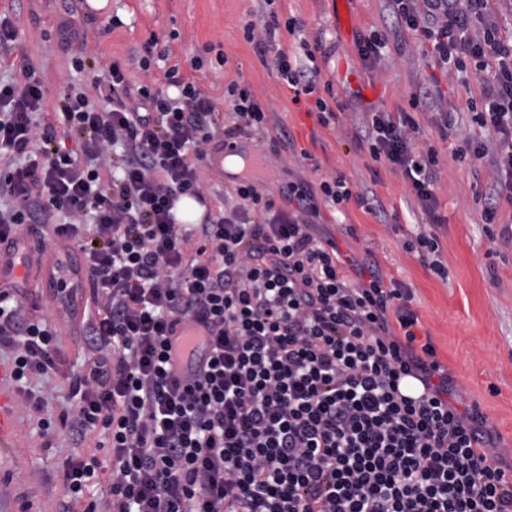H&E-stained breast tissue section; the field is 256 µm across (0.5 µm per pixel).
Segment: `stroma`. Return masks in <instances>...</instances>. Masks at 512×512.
I'll list each match as a JSON object with an SVG mask.
<instances>
[{
    "label": "stroma",
    "mask_w": 512,
    "mask_h": 512,
    "mask_svg": "<svg viewBox=\"0 0 512 512\" xmlns=\"http://www.w3.org/2000/svg\"><path fill=\"white\" fill-rule=\"evenodd\" d=\"M350 8L360 19L359 31H376L389 42L387 55L373 69L359 59L354 36L339 32L335 0H275L271 5L266 0H108L107 8L94 15L85 12L80 0H0V11L10 14L20 30L12 54L0 56V77L11 76L15 57L27 56L46 81L47 107L52 110L60 91L80 78L73 68L77 58L96 59L102 67L115 58H138L153 37L156 52H168L169 64L179 65L181 74L216 103L224 101L225 83L246 85L268 117L267 132L244 139L270 157L267 168L255 173L262 190L284 207L289 183L314 187L322 176L342 175L356 192L377 197L388 218L367 213L352 201L343 223L326 224L328 236L342 255L361 264H379L411 288L421 330L430 335L461 401L478 405L488 426L512 447V244L491 243L482 228L477 196L494 181L492 167L452 157L462 136L473 131L470 103L480 96L479 80L473 76L464 82L458 75L423 66L411 51V33L398 30L387 0H350ZM271 10L280 19L304 21L309 37L324 36L327 57L319 67L342 106L336 127L320 126L305 104L293 103L292 91L244 40V22L263 19ZM65 20L87 32V44L59 48V26ZM209 46L228 54L227 66L189 70L186 59ZM422 86L431 100L447 101L454 121L445 135L438 125L424 124L417 140L420 147H433L440 162L436 196L442 223L437 235L449 271L444 280L401 246L406 232L422 221L416 197L400 173L387 162L372 160L355 139L357 113L409 110L411 96ZM305 151L310 154L306 160L301 157ZM39 294L37 305L25 310L55 327L62 363L58 372L32 382L46 405L38 413L12 381L0 352V392L9 393L16 419L13 446L0 447V512H64L69 497L61 478L63 461L77 451L98 453L102 439L100 432H91L77 448L68 428L58 426L52 448L44 446L41 422H57L66 406L67 377L77 372L85 348L77 333L82 310L58 304L49 287L40 288Z\"/></svg>",
    "instance_id": "obj_1"
}]
</instances>
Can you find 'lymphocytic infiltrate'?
<instances>
[{"label": "lymphocytic infiltrate", "instance_id": "1", "mask_svg": "<svg viewBox=\"0 0 512 512\" xmlns=\"http://www.w3.org/2000/svg\"><path fill=\"white\" fill-rule=\"evenodd\" d=\"M399 29L432 68L474 69L482 110L471 121L499 138L496 149L463 138L459 157L490 159L506 181L480 213L498 226L495 200L512 203V27L490 0H388ZM303 21H247L243 36L274 50L272 70L293 102L314 99L323 127L337 115L319 96L322 40ZM296 53L275 49L280 33ZM69 86L54 118L34 67L0 80V243L17 246L27 225L75 244L100 304L82 323L88 345L69 376L75 443L104 434L103 457L67 458L61 476L72 503L107 476L95 512H512V450L486 429L476 406L460 407L455 381L432 342H418L413 294L379 266L349 278L342 254L320 230L324 213L354 199L345 176L301 183L282 207L243 180L222 212L186 224L183 197L205 204L201 168L217 135L266 129L264 106L237 81L224 87L231 120L216 132V106L178 67L133 84L120 60L94 81ZM365 112L373 160L399 171L426 217L403 247L440 279L434 148L419 149L415 110ZM112 153V174L95 161ZM358 199V198H355ZM373 214L380 203L358 199ZM186 319L206 327L208 356L195 376H174L170 337ZM22 381L58 372L52 325L26 318L0 292V351Z\"/></svg>", "mask_w": 512, "mask_h": 512}]
</instances>
